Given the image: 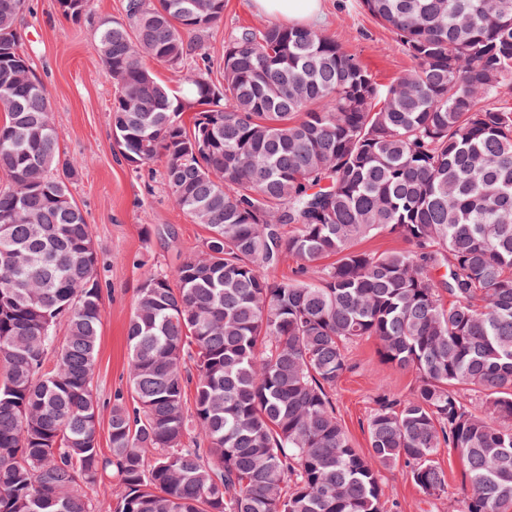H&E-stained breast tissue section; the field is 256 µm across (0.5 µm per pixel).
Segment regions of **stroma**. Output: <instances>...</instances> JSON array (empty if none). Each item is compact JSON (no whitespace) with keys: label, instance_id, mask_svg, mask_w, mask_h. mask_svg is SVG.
<instances>
[{"label":"stroma","instance_id":"stroma-1","mask_svg":"<svg viewBox=\"0 0 512 512\" xmlns=\"http://www.w3.org/2000/svg\"><path fill=\"white\" fill-rule=\"evenodd\" d=\"M126 0H92L80 23L61 14L57 0H27L17 26L23 50L35 77L48 92L59 133V149L70 159L86 160L72 193L90 224L98 252L104 303L93 395L104 418L99 443H108L105 421L116 391L126 390L128 347L125 329L132 312L143 267L168 270L197 251L205 229L179 210L162 187L146 191L113 149L110 108L115 87L93 50L99 20H124ZM253 0H224V17L202 37L211 58L210 77L221 82L224 42L237 32L268 24ZM318 31L356 54L377 83L387 86L413 67L392 32L369 14L361 0H323ZM374 338L349 347L350 370L331 393L338 419L357 448H367V421L377 395L407 394L416 375L382 361ZM436 461L448 475V489L439 497L424 495L405 467L383 473L388 502L398 512H464L465 466L451 448H439Z\"/></svg>","mask_w":512,"mask_h":512}]
</instances>
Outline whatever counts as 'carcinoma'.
I'll list each match as a JSON object with an SVG mask.
<instances>
[{
    "label": "carcinoma",
    "mask_w": 512,
    "mask_h": 512,
    "mask_svg": "<svg viewBox=\"0 0 512 512\" xmlns=\"http://www.w3.org/2000/svg\"><path fill=\"white\" fill-rule=\"evenodd\" d=\"M57 4L79 22L89 0ZM362 5L415 63L387 87L330 37L274 24L224 41L214 84L186 64L207 60L224 0H127L98 25L115 151L135 173L162 163L207 231L176 268L142 274L105 451L103 288L71 191L84 162L58 151L25 0H0V512H97L87 488L108 473L107 512H388L381 470L401 463L439 496L444 445L466 466V512H512V108L497 105L512 0ZM378 233L408 248H354ZM289 257L295 275L272 278ZM363 337L417 374L378 397L365 450L330 397Z\"/></svg>",
    "instance_id": "cac0c4a2"
}]
</instances>
